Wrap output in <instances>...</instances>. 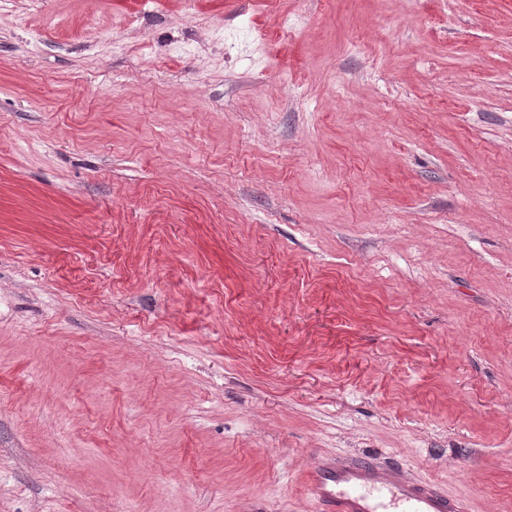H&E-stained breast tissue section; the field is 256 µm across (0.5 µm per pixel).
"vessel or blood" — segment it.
<instances>
[{"label":"vessel or blood","instance_id":"1","mask_svg":"<svg viewBox=\"0 0 512 512\" xmlns=\"http://www.w3.org/2000/svg\"><path fill=\"white\" fill-rule=\"evenodd\" d=\"M308 490L321 512H470L466 499L433 483L354 459L322 463L310 473Z\"/></svg>","mask_w":512,"mask_h":512}]
</instances>
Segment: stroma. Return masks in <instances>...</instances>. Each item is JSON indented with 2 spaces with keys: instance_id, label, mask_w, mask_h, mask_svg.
Masks as SVG:
<instances>
[{
  "instance_id": "obj_1",
  "label": "stroma",
  "mask_w": 512,
  "mask_h": 512,
  "mask_svg": "<svg viewBox=\"0 0 512 512\" xmlns=\"http://www.w3.org/2000/svg\"><path fill=\"white\" fill-rule=\"evenodd\" d=\"M356 456L512 512V0L0 8V512Z\"/></svg>"
}]
</instances>
